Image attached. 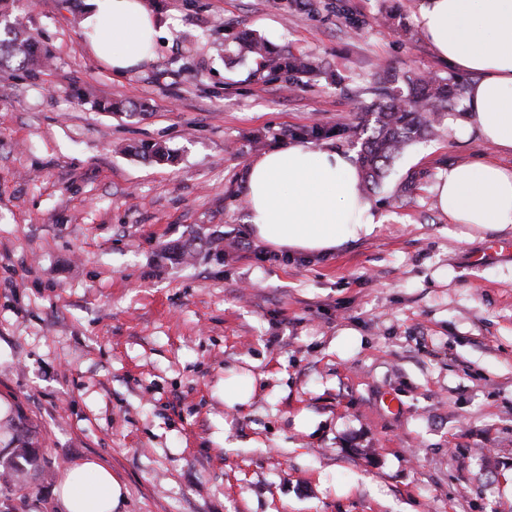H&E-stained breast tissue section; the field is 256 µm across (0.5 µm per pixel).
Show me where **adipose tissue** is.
<instances>
[{
  "label": "adipose tissue",
  "mask_w": 512,
  "mask_h": 512,
  "mask_svg": "<svg viewBox=\"0 0 512 512\" xmlns=\"http://www.w3.org/2000/svg\"><path fill=\"white\" fill-rule=\"evenodd\" d=\"M417 23L438 57L473 77L452 137L512 154V0H426ZM81 26L92 56L115 74L152 55L157 30L146 0H87ZM245 180L251 232L278 251L332 253L382 224L351 155L340 150L277 148L252 160ZM435 192L450 223L512 229V169L494 159L449 167ZM54 497L58 512H118L126 489L90 458L66 467Z\"/></svg>",
  "instance_id": "adipose-tissue-1"
}]
</instances>
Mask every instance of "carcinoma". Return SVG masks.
Listing matches in <instances>:
<instances>
[{
    "mask_svg": "<svg viewBox=\"0 0 512 512\" xmlns=\"http://www.w3.org/2000/svg\"><path fill=\"white\" fill-rule=\"evenodd\" d=\"M322 0H284L282 7L289 13L320 11ZM235 59L251 60L256 73L265 82H283L288 88H300L315 78L326 75L336 80V74L316 58L295 55L289 49L275 50L252 34L233 37ZM52 55L37 46V39L19 19H14L0 38V69L15 62L18 70L31 78L42 73ZM378 101L357 109L370 115L363 123L336 124V137L358 148L357 162L365 188H377L388 176L392 162L410 145L437 132L458 111L467 91V84L451 75L429 74L411 77L383 70L377 73L369 88ZM137 152L145 158L163 160L169 149L161 143L144 144Z\"/></svg>",
    "mask_w": 512,
    "mask_h": 512,
    "instance_id": "1",
    "label": "carcinoma"
}]
</instances>
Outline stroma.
<instances>
[{
  "instance_id": "1",
  "label": "stroma",
  "mask_w": 512,
  "mask_h": 512,
  "mask_svg": "<svg viewBox=\"0 0 512 512\" xmlns=\"http://www.w3.org/2000/svg\"><path fill=\"white\" fill-rule=\"evenodd\" d=\"M421 2L346 0L353 35L332 8L149 0L156 56L126 75L89 53L85 0L0 12L52 53L39 79L0 73V419L37 443L0 512H54L88 457L123 512H512V256H484L512 230L449 223L434 194L487 147L441 130L407 148L368 195L379 231L327 256L273 254L247 225L251 160L359 121L378 68L455 74ZM245 29L341 85L258 80L224 55ZM147 142L173 157L135 155ZM231 376L254 382L246 408L224 403Z\"/></svg>"
}]
</instances>
